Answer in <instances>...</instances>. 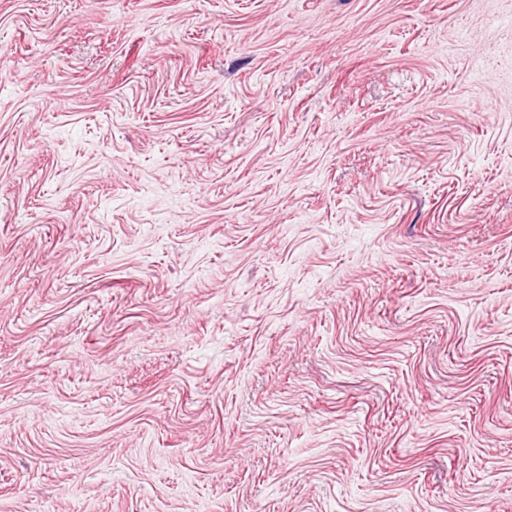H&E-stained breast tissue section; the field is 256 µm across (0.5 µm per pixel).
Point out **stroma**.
I'll use <instances>...</instances> for the list:
<instances>
[{"instance_id":"obj_1","label":"stroma","mask_w":512,"mask_h":512,"mask_svg":"<svg viewBox=\"0 0 512 512\" xmlns=\"http://www.w3.org/2000/svg\"><path fill=\"white\" fill-rule=\"evenodd\" d=\"M0 512H512V0H0Z\"/></svg>"}]
</instances>
